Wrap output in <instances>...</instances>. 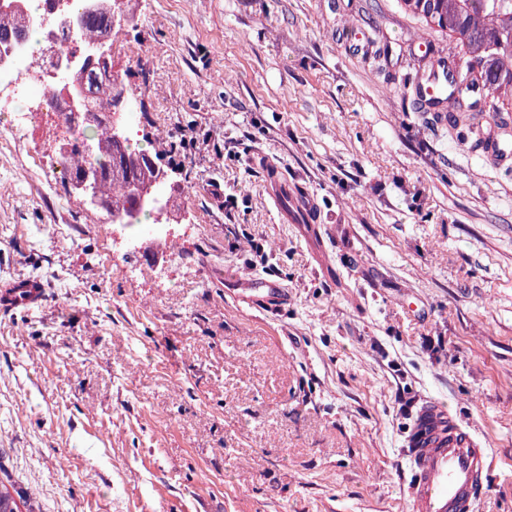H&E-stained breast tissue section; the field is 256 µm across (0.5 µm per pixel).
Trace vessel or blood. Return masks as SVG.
Instances as JSON below:
<instances>
[{
	"label": "vessel or blood",
	"mask_w": 512,
	"mask_h": 512,
	"mask_svg": "<svg viewBox=\"0 0 512 512\" xmlns=\"http://www.w3.org/2000/svg\"><path fill=\"white\" fill-rule=\"evenodd\" d=\"M447 59H437L420 82L425 100L446 111L447 100L438 92ZM485 156L494 162L512 160V138L496 125L479 134ZM44 300L40 281L22 278L0 286V310H31ZM411 478L406 488L416 512H471L476 498L489 481L492 460L488 448L443 403L429 401L418 409L408 437Z\"/></svg>",
	"instance_id": "vessel-or-blood-1"
}]
</instances>
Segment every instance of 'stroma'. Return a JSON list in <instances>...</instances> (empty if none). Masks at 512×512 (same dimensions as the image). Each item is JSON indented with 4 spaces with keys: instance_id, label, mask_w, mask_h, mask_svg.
I'll return each instance as SVG.
<instances>
[{
    "instance_id": "35a3bbf8",
    "label": "stroma",
    "mask_w": 512,
    "mask_h": 512,
    "mask_svg": "<svg viewBox=\"0 0 512 512\" xmlns=\"http://www.w3.org/2000/svg\"><path fill=\"white\" fill-rule=\"evenodd\" d=\"M112 72L195 226L156 276L0 147V483L39 512H415L412 417L489 443L473 512H512V169L413 88L454 41L401 0H130ZM317 205L283 221L268 169ZM224 196L216 198L213 183ZM273 281L276 308L242 299ZM0 310L39 308L44 300V286L39 280L22 278L0 287Z\"/></svg>"
}]
</instances>
